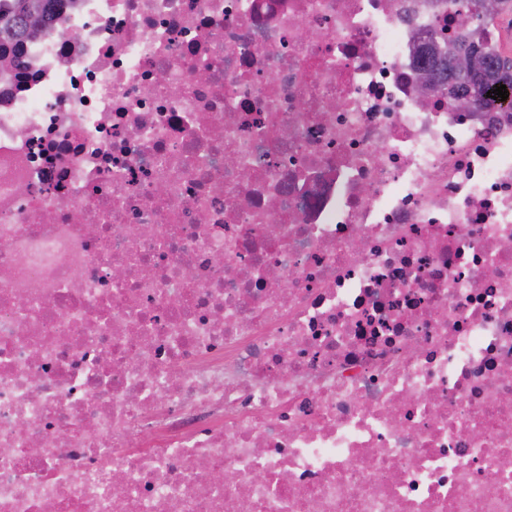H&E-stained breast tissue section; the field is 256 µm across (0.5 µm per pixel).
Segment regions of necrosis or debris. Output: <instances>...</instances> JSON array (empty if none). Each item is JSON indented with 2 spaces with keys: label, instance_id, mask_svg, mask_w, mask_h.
Segmentation results:
<instances>
[{
  "label": "necrosis or debris",
  "instance_id": "obj_1",
  "mask_svg": "<svg viewBox=\"0 0 512 512\" xmlns=\"http://www.w3.org/2000/svg\"><path fill=\"white\" fill-rule=\"evenodd\" d=\"M452 0H56L0 55V512H512V114ZM435 88L448 90V98L452 106L460 112H475L482 108V100L477 92L473 90L467 92L458 90L452 78H448V84L442 85L434 70L430 68L419 70L417 72V89L419 94H429Z\"/></svg>",
  "mask_w": 512,
  "mask_h": 512
}]
</instances>
